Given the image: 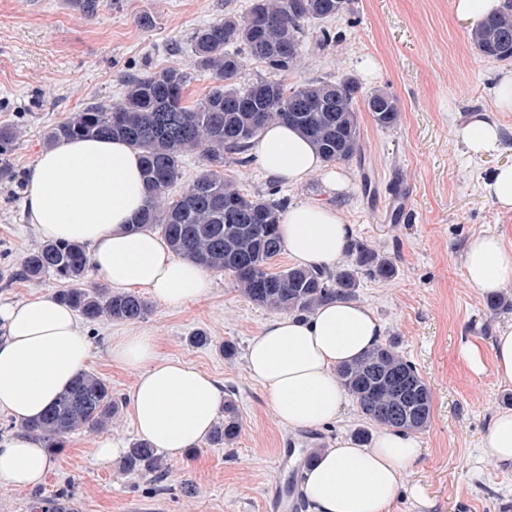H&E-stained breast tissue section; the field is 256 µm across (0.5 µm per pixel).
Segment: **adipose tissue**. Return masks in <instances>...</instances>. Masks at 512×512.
Returning a JSON list of instances; mask_svg holds the SVG:
<instances>
[{"label": "adipose tissue", "mask_w": 512, "mask_h": 512, "mask_svg": "<svg viewBox=\"0 0 512 512\" xmlns=\"http://www.w3.org/2000/svg\"><path fill=\"white\" fill-rule=\"evenodd\" d=\"M459 136L471 154L502 148L501 129L487 112L473 114ZM257 163L297 185L313 174L331 188L341 178L328 169L296 130L269 125L261 134ZM140 154L119 140H65L41 151L28 172L24 213L45 240H75L109 287L144 290L171 307L207 295L206 270L173 253L161 238L132 224L146 204ZM280 232L289 257L300 266L330 268L353 237L335 207L300 202L284 213ZM466 279L481 294L512 282V247L500 235L472 236L462 254ZM382 326L363 302L338 300L306 317L283 315L265 322L246 354L249 376L268 392L276 419L291 429L325 426L340 414L345 391L337 368L379 343ZM484 356L464 348L474 372L485 359L503 383L512 384V325L498 331ZM91 346L76 311L49 295L0 306V412L13 418L14 433L0 435V483L17 489L43 484L52 460L42 440L24 430L84 368ZM113 362L130 369L131 420L155 448L176 455L202 444L224 402L216 379L179 360L160 357L155 337L137 330L111 341ZM495 463L512 468V412H497L483 437ZM421 454L412 432L380 430L372 444L339 439L321 449L305 472L311 512H390L405 471Z\"/></svg>", "instance_id": "obj_1"}]
</instances>
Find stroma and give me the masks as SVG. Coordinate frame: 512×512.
<instances>
[{
  "label": "stroma",
  "instance_id": "stroma-1",
  "mask_svg": "<svg viewBox=\"0 0 512 512\" xmlns=\"http://www.w3.org/2000/svg\"><path fill=\"white\" fill-rule=\"evenodd\" d=\"M250 2L98 0L88 18L70 0H0V125L18 132L11 172L0 175V305L61 287L49 276H15L21 257L41 244L23 203L26 173L49 128L90 100H119L127 75L187 64L197 29L228 12L244 14ZM145 16L147 28L140 24ZM327 27L335 43L323 49L307 35L304 65L292 81L346 75L363 90H387L401 107L397 128L378 129L362 115V154L341 164L345 186L338 192L317 175L288 184L254 161L226 163L224 174L252 194L275 186L292 204L333 205L353 224L355 240L397 268L387 281L361 277L357 291L433 396L430 422L417 434L421 456L391 512H512V470L496 466L481 443L494 413L512 411V385L500 384L489 365L474 373L462 356L469 343L490 349L498 329L512 324V311L490 310L461 262L468 239L480 232L500 234L512 247V212H500L484 190L495 168L512 164V112L494 109L496 78L512 71V60L487 58L471 46L472 25L456 15L453 0H352L350 12ZM481 110L493 112L502 133V149L492 156L470 154L457 135L468 114ZM209 276L212 288L198 302L173 309L154 300L134 323H82L92 345L86 369L111 388L119 412L105 432L69 435L53 451L44 495L71 491L78 512H265L267 493L279 487L298 496L297 512H308L302 494L310 451L377 432L350 398L336 423L296 431L281 425L267 391L245 370L248 342L272 314L242 296L228 274ZM133 329L151 331L161 356L210 373L232 392L242 422L232 445L204 444L198 453L169 457L161 483L95 455L101 438L125 448L137 437L129 414L134 375L108 351L112 338ZM198 330L211 345L190 344ZM227 343L234 356L222 353ZM283 448L290 456L281 463ZM417 486L425 502L415 500Z\"/></svg>",
  "mask_w": 512,
  "mask_h": 512
}]
</instances>
